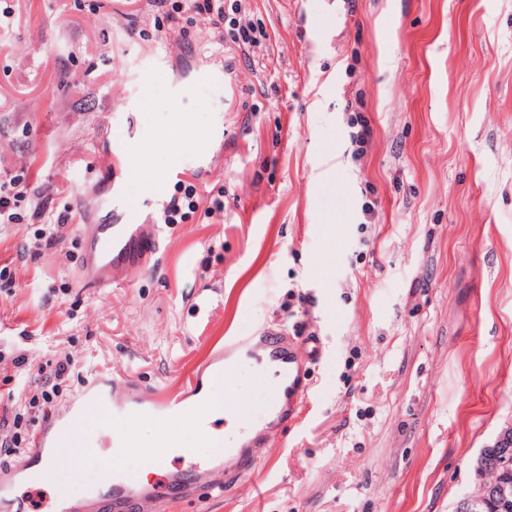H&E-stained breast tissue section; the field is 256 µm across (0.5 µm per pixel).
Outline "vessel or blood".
I'll return each mask as SVG.
<instances>
[{"mask_svg": "<svg viewBox=\"0 0 512 512\" xmlns=\"http://www.w3.org/2000/svg\"><path fill=\"white\" fill-rule=\"evenodd\" d=\"M85 234L89 239L86 284L92 288L110 287L113 269L121 264L135 267L147 262L160 245L159 232L143 233L137 224H89ZM323 356L320 336L294 338L269 327L229 342L213 353L212 372L232 373L247 366L271 377L267 413L260 428L239 425L238 401L233 393L224 395V423L236 427L238 432L234 447L225 449L224 458L236 462L238 473L250 470L253 450L265 447L270 434L299 422L311 393L307 368ZM208 387L199 374L194 376L190 389L177 392L133 389L129 375L121 370L113 371L108 380L94 377L61 419L43 429L33 455L50 472L62 460L71 466L88 462V455L81 451L83 442L75 424L90 410L108 421L111 436L124 445L137 422L146 416L159 426L160 445L164 448L172 441L167 427L170 420L188 422L197 433H207L210 423L204 395ZM182 458L180 466L164 469L156 481L135 485L120 478L116 456L105 455L98 464L99 491L111 498L113 504L132 501L147 507L189 499L201 486L218 493L228 489V482L216 479L212 460L199 458L187 449L183 450ZM20 473L17 466L0 468V512H29L30 500L11 493Z\"/></svg>", "mask_w": 512, "mask_h": 512, "instance_id": "vessel-or-blood-1", "label": "vessel or blood"}]
</instances>
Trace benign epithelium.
I'll list each match as a JSON object with an SVG mask.
<instances>
[{
  "label": "benign epithelium",
  "instance_id": "benign-epithelium-1",
  "mask_svg": "<svg viewBox=\"0 0 512 512\" xmlns=\"http://www.w3.org/2000/svg\"><path fill=\"white\" fill-rule=\"evenodd\" d=\"M512 472V423L503 427L493 444L481 450L475 468L476 482L473 491L463 495L458 502L461 512H477L487 506L489 495H494L498 512L512 509V482L506 475Z\"/></svg>",
  "mask_w": 512,
  "mask_h": 512
}]
</instances>
